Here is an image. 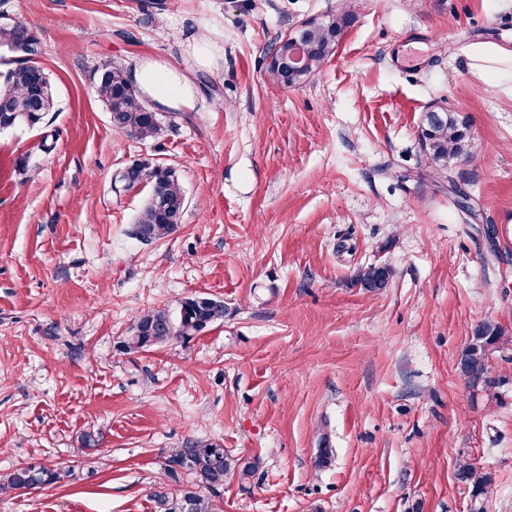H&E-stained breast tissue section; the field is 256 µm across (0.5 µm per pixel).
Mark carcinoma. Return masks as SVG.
<instances>
[{"label": "carcinoma", "instance_id": "carcinoma-1", "mask_svg": "<svg viewBox=\"0 0 512 512\" xmlns=\"http://www.w3.org/2000/svg\"><path fill=\"white\" fill-rule=\"evenodd\" d=\"M346 24L344 17H330L312 23L306 28L303 40L311 50V68L317 70L321 63L336 50V28ZM24 42L25 58L18 65L0 73L3 89L0 99L10 101V110L0 111V128L19 123L37 126L54 108L50 81L44 69L31 61L29 55L37 53V38L22 25L0 24V46L12 47ZM293 47L283 37L272 45L268 53L269 77L286 86L298 84L308 77L303 72L289 71L288 57ZM97 94L110 114L112 126L141 140L155 139L162 134L164 123L139 92L129 82L126 67L117 62L102 65L98 70ZM420 141L431 163L437 170L448 168V158L467 154L468 134L459 115L449 110L431 111L425 114ZM121 179L128 187L142 181L150 186V199L139 215L133 235L143 241L160 240L176 229L186 205L185 190L174 172L146 160L131 164L122 172ZM390 271L385 266H370L358 276L364 288L377 289L387 285ZM224 301L211 297L188 298L182 302L179 316L172 319L164 309H153L141 314L130 334L121 341L125 353L142 352L171 339H191L201 330L224 319ZM505 330L497 323L484 321L474 327L471 338L461 351L466 363V372L474 379L490 387L498 381L486 376L490 354L504 344ZM168 476L176 481L182 472L193 475L198 485L215 490L224 485V477L237 471L245 479L252 473L253 465L248 461H237L228 457L224 446L216 441L195 442L181 448L165 461ZM69 476L64 470L46 466H24L0 476V491L41 488L55 484ZM458 479L471 486L478 497L487 492L490 477L479 467L463 461L457 468ZM155 502L160 512H209V502L191 490L175 494L159 491Z\"/></svg>", "mask_w": 512, "mask_h": 512}]
</instances>
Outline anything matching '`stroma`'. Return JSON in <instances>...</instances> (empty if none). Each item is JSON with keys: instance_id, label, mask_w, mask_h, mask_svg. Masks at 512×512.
Segmentation results:
<instances>
[{"instance_id": "35a3bbf8", "label": "stroma", "mask_w": 512, "mask_h": 512, "mask_svg": "<svg viewBox=\"0 0 512 512\" xmlns=\"http://www.w3.org/2000/svg\"><path fill=\"white\" fill-rule=\"evenodd\" d=\"M342 9L319 70L269 80L277 38ZM1 16L34 30L55 107L0 130V474L69 475L0 491V512H156L153 490L194 486L166 457L200 439L255 464L204 490L212 512H512V344L496 387L456 368L477 324L512 334V86L479 60L512 52V0H0ZM201 39L217 65L194 109L163 113L155 140L113 129L98 67H181ZM439 107L469 126L449 181L419 144ZM141 159L188 197L149 243L132 234L149 189L120 179ZM372 264L391 270L374 292L356 283ZM198 295L223 321L120 351L140 314ZM457 476L461 482L471 486L475 497L484 495L491 482L487 473L482 472L473 463L466 461L460 462L457 468ZM68 471L51 469L46 466H24L0 476V491L22 490L26 488H41L46 485L55 484L67 478Z\"/></svg>"}]
</instances>
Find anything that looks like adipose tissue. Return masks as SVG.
I'll return each mask as SVG.
<instances>
[{
    "mask_svg": "<svg viewBox=\"0 0 512 512\" xmlns=\"http://www.w3.org/2000/svg\"><path fill=\"white\" fill-rule=\"evenodd\" d=\"M128 78L156 111L187 112L195 106L197 86L190 69L144 55L134 62Z\"/></svg>",
    "mask_w": 512,
    "mask_h": 512,
    "instance_id": "adipose-tissue-1",
    "label": "adipose tissue"
}]
</instances>
